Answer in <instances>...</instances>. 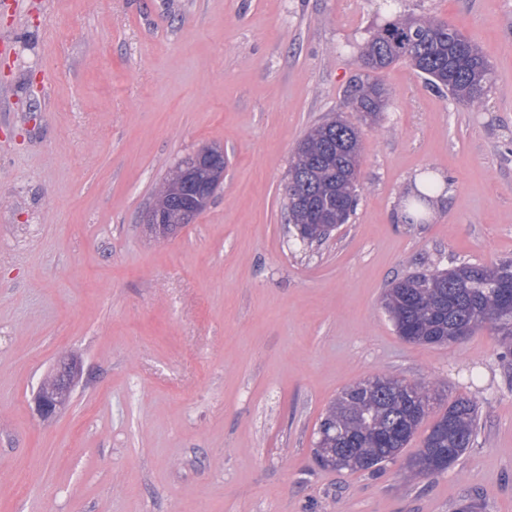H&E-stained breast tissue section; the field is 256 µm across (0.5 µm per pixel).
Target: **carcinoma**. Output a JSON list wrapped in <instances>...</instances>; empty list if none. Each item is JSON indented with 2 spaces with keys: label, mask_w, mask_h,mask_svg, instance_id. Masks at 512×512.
<instances>
[{
  "label": "carcinoma",
  "mask_w": 512,
  "mask_h": 512,
  "mask_svg": "<svg viewBox=\"0 0 512 512\" xmlns=\"http://www.w3.org/2000/svg\"><path fill=\"white\" fill-rule=\"evenodd\" d=\"M363 68L381 72L405 62L433 86L465 105L483 102L492 83V68L479 46L447 22L398 15L380 26L359 55ZM385 90L378 82L358 81L351 99L355 111H381ZM362 144L358 127L333 118L310 128L297 144L288 169L285 208L295 236L307 245L327 241L348 221L357 201ZM181 166L159 184L151 208L165 210L181 187ZM440 190L433 179L408 201L420 206ZM315 203L325 223L307 224L306 201ZM385 308L396 332L409 342L444 345L458 342L489 323L500 336L501 358L512 363V264L496 267L462 264L395 280ZM432 388L426 382L404 383L374 377L347 387L321 418L315 456L339 450L354 457L349 470L373 473L397 458L428 416ZM476 403L459 397L434 421L421 448L407 462L413 480L433 474L438 460L453 465L471 447Z\"/></svg>",
  "instance_id": "obj_1"
}]
</instances>
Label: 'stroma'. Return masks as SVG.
<instances>
[{
	"label": "stroma",
	"instance_id": "stroma-1",
	"mask_svg": "<svg viewBox=\"0 0 512 512\" xmlns=\"http://www.w3.org/2000/svg\"><path fill=\"white\" fill-rule=\"evenodd\" d=\"M455 26L493 81L469 108L406 63L363 69L382 0H0V512H512V368L492 325L450 345L398 336L392 281L512 262V0H395ZM359 80L390 91L361 126L358 205L322 245L287 221L306 132L354 119ZM224 152L208 208L165 245L146 216L199 149ZM451 193L397 213L411 180ZM80 373L40 419L62 352ZM375 376L433 382L476 432L447 471L321 469L319 421Z\"/></svg>",
	"mask_w": 512,
	"mask_h": 512
}]
</instances>
